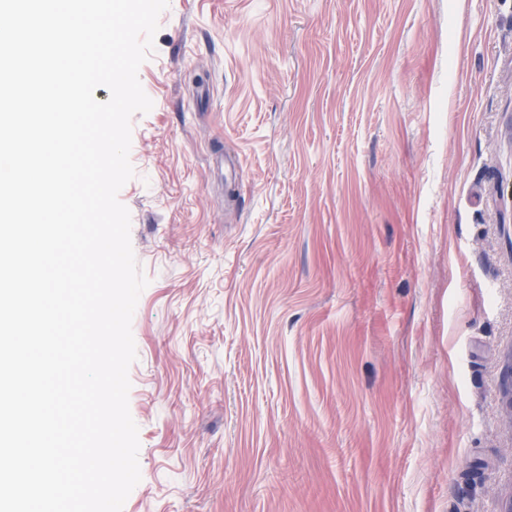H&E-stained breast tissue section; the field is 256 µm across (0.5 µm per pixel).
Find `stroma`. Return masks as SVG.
<instances>
[{"label": "stroma", "instance_id": "1", "mask_svg": "<svg viewBox=\"0 0 512 512\" xmlns=\"http://www.w3.org/2000/svg\"><path fill=\"white\" fill-rule=\"evenodd\" d=\"M138 77L123 512H504L512 0H169Z\"/></svg>", "mask_w": 512, "mask_h": 512}]
</instances>
